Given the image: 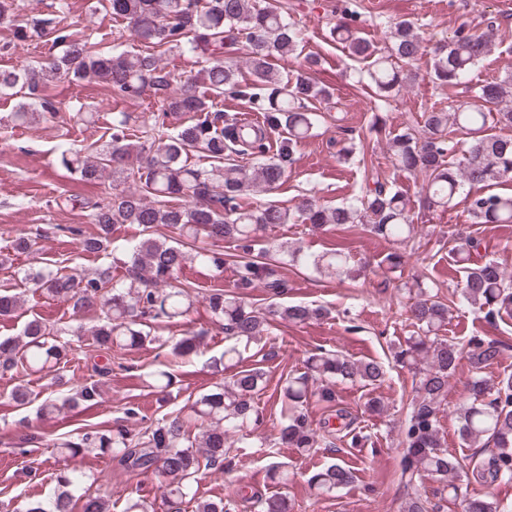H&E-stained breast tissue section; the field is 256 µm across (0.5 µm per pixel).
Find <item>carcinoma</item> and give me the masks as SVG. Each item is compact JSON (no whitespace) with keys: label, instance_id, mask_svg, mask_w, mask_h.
I'll use <instances>...</instances> for the list:
<instances>
[{"label":"carcinoma","instance_id":"obj_1","mask_svg":"<svg viewBox=\"0 0 512 512\" xmlns=\"http://www.w3.org/2000/svg\"><path fill=\"white\" fill-rule=\"evenodd\" d=\"M112 17L124 21L144 45L138 52L105 53L84 36L58 26L53 18L22 13L20 0H0V22L11 26L13 42L53 40L60 53L39 65L0 70V94L23 93L24 101L10 113L16 126L55 117L58 109L50 86L61 80L105 82L123 97L139 98L151 92L161 104L163 116H188L180 126L166 122L142 129L138 118L121 112L112 118L108 139L84 155L61 142L57 159L68 172L86 182L110 180L97 200L85 202L97 234L82 237V251H107L114 224H137L142 236L126 246L125 272L116 277L111 267L77 272L56 261H34L16 267L10 254H0V269L10 273L0 286V317H11L20 302L16 290L32 291L70 305L75 317L89 313L96 323L85 329L47 325L39 319L25 323L13 337L0 339V376L23 373L49 375L68 362L73 338L93 337L105 364L94 365L100 376L112 373V353L126 347L155 343L170 348V354L189 360L198 354L206 332L188 329L175 341L158 334L163 325H174L194 306L192 285L176 283L177 274L189 262L221 274L224 264L233 265V289L213 288L206 296L212 316L235 344L224 348L215 365H237L242 353L237 343L257 341L276 326L303 325L321 320L331 310L321 306L286 301L288 281L280 270L285 265L311 268L329 278L353 275L349 254L342 246L306 254L268 239L281 224H308L322 230L330 224H362L372 234L402 244L413 236L411 201L381 169L366 177L365 186L352 201L325 206L303 197L293 207L273 203L251 206L247 196L271 193L284 181L296 149L314 136L321 117L316 104L330 100L326 87L311 72L319 59L308 57L296 76L285 78L272 63L274 57L295 54L301 42L284 0H107ZM356 0H344L330 23V38L348 50L355 60L368 63L367 75L378 99L386 101L401 92L409 75L403 66L423 50V33L410 21L391 26V44L381 51L362 39L353 26L358 16ZM499 27L486 20L479 33L456 32L432 49L431 72L436 83L453 88L468 83L480 60L496 45ZM212 43L237 45L242 50L250 78H240L233 60H217L194 77L182 75L160 62L166 52L202 50ZM254 105L260 119L247 121L216 108L224 94ZM512 128V72L478 86L472 101L456 109L432 110L423 122H414L397 132H388L392 166L426 184L423 207L446 211L463 198L466 210L477 224H512V191H499L512 177V137L495 129ZM468 136L466 153L455 160L457 133ZM200 151L212 159L209 166L190 162ZM188 197L184 205L170 200ZM175 230V243L159 239L154 228ZM41 228L14 239L17 251L39 254ZM233 244L224 252L218 244ZM479 240L459 231L448 234V255L464 273L460 303L487 319L512 314V279L494 260L471 266V254ZM255 288L269 295L258 306L247 301ZM409 296L407 320L413 327L404 341L390 344L392 359L412 373L413 398L407 417L400 422L403 446L401 475L406 483L431 476L441 492L458 502L460 512H506L500 502L477 497L463 487L512 481V375L497 381L484 370L499 355L493 340L474 335L458 341L442 335L451 305L438 293L419 283L403 285ZM463 358L473 377L469 400L458 412V434L469 448L489 452L471 470L448 456L440 435L438 410L448 391V377ZM385 380L383 365L375 360H354L340 351L312 353L300 372L282 377L280 395L285 408L278 436L260 442L262 448L283 445L311 455L336 447L349 439L354 448L365 446L368 435L356 418L338 408L315 427L309 421L308 401H336V383L348 382L376 389ZM266 372L261 367L241 369L214 389L198 396L185 410L163 418L144 432L134 434L125 425L84 432L53 444V454L74 460L90 454H108L131 472L157 473L164 478L163 498L168 512H183L187 499L195 500L193 483L201 469H222L231 463L230 436L246 442L259 438L264 415L256 398L265 389ZM99 382H83L63 398L51 395L39 405V414L55 416L81 404L97 403ZM89 476L77 467L56 475L57 491L47 500L29 501L24 512H109L106 499L84 492L75 496ZM353 480L351 469L331 462L315 471L309 484L317 494L332 496ZM262 512H292L288 496L281 493L261 502ZM229 499L196 500L195 512H233ZM435 506L419 496L409 498L402 512H434Z\"/></svg>","mask_w":512,"mask_h":512}]
</instances>
